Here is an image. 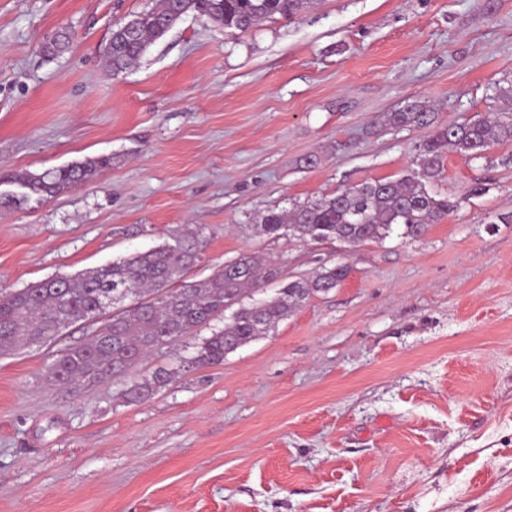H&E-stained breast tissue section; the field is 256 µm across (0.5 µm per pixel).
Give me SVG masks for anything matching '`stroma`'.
<instances>
[{"mask_svg":"<svg viewBox=\"0 0 512 512\" xmlns=\"http://www.w3.org/2000/svg\"><path fill=\"white\" fill-rule=\"evenodd\" d=\"M158 0H0V177L112 162L0 210V292L201 229L194 279L242 252L281 281L344 263L223 363L194 340L91 386L55 382L82 325L0 355V512H512V144L443 158L458 209L415 239L353 249L257 235L272 209L417 167L431 125L512 86V0H315L241 33L188 13L116 75V24ZM69 33L67 48L44 45ZM427 122L426 106L423 104L413 103L406 108L397 112L386 114L384 125L390 127H408L411 125H423ZM171 377L170 372H158L154 375L152 381L146 380L140 384H135L129 389V395L132 401H140L149 397L153 392L166 384Z\"/></svg>","mask_w":512,"mask_h":512,"instance_id":"stroma-1","label":"stroma"}]
</instances>
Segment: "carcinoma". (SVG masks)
Segmentation results:
<instances>
[{
    "label": "carcinoma",
    "instance_id": "obj_1",
    "mask_svg": "<svg viewBox=\"0 0 512 512\" xmlns=\"http://www.w3.org/2000/svg\"><path fill=\"white\" fill-rule=\"evenodd\" d=\"M311 6L312 0H161L159 7L112 31L107 63L116 75L130 69L188 12L206 15L226 30L245 32L276 16L291 20ZM498 99L503 106L489 117L436 127L423 146L415 173L351 186L290 209L270 210L254 229L269 237L294 233L310 241L355 246L381 242L394 233L400 238L421 236L460 205L458 199L429 189L441 178L448 150L476 161L486 158L492 147L512 143V86L499 90ZM425 123L426 106L419 103L390 112L384 120V125L396 128ZM111 162L109 157L88 158L41 174L11 176L9 180L24 186L26 194L0 197V210L14 209L33 196L54 197L85 183ZM201 235L200 231L179 233L145 252L74 275L51 276L9 294L0 292V351L44 344L76 323L86 324L90 339L62 349L55 364L66 383L91 384L113 375L127 353L143 357L154 351L161 336L178 342L213 321H222L188 357L195 370L220 364L229 353L270 335L311 296L333 290L348 274L344 264L324 265L313 279L290 281L274 295L244 305L245 296L264 293L265 285L279 277V268L241 253L211 276L192 281L190 273L200 261ZM235 305L238 309L224 318V312ZM170 377L162 371L133 385L131 400L149 397Z\"/></svg>",
    "mask_w": 512,
    "mask_h": 512
}]
</instances>
